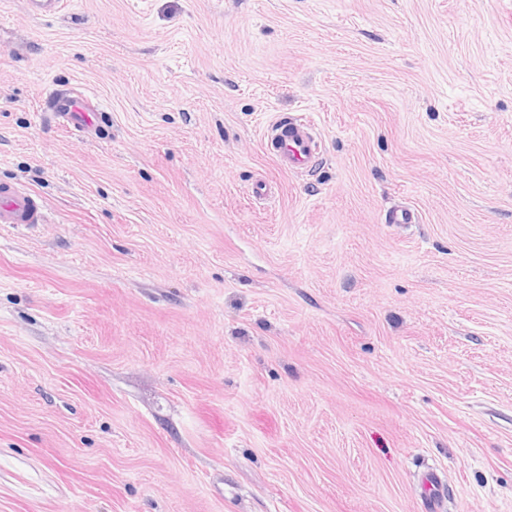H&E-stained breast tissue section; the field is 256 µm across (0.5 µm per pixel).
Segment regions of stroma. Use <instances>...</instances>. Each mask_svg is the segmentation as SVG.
I'll return each mask as SVG.
<instances>
[{"label":"stroma","instance_id":"stroma-1","mask_svg":"<svg viewBox=\"0 0 512 512\" xmlns=\"http://www.w3.org/2000/svg\"><path fill=\"white\" fill-rule=\"evenodd\" d=\"M0 182V512H512V0H0ZM40 101L43 109L54 112L58 124L66 128H91L104 112L92 99L73 91L61 93L54 85L44 88ZM266 138L278 166L289 172H310L318 159V137L314 127L301 115L276 117ZM36 194L20 184L0 185V224H44Z\"/></svg>","mask_w":512,"mask_h":512}]
</instances>
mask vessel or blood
Here are the masks:
<instances>
[{"instance_id": "b4317fda", "label": "vessel or blood", "mask_w": 512, "mask_h": 512, "mask_svg": "<svg viewBox=\"0 0 512 512\" xmlns=\"http://www.w3.org/2000/svg\"><path fill=\"white\" fill-rule=\"evenodd\" d=\"M41 105L54 113L60 126L87 129L102 117L92 99L75 92H60L54 86L44 88ZM266 138L281 169L302 173L311 171L318 159V137L314 127L302 116L278 117L267 129ZM44 221L36 194L20 184L0 185V224L34 225Z\"/></svg>"}]
</instances>
